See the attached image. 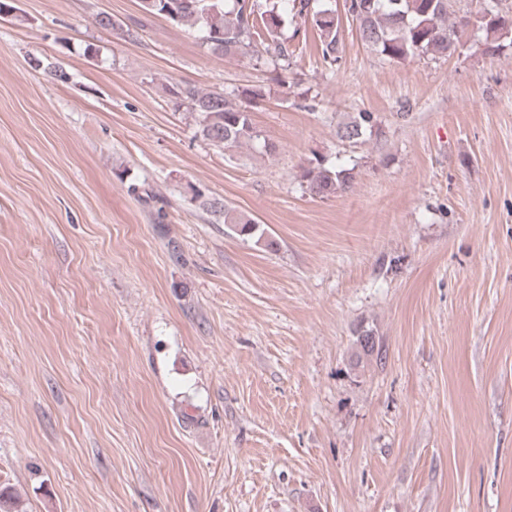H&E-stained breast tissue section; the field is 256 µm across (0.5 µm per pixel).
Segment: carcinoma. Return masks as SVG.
<instances>
[{
	"instance_id": "1",
	"label": "carcinoma",
	"mask_w": 512,
	"mask_h": 512,
	"mask_svg": "<svg viewBox=\"0 0 512 512\" xmlns=\"http://www.w3.org/2000/svg\"><path fill=\"white\" fill-rule=\"evenodd\" d=\"M317 0H156L147 13L160 15L173 24L203 32V44L213 55L234 58L249 53L255 38L266 33L270 42L265 53L273 64L288 66L287 46L278 41L277 34L284 27L288 15L310 21L320 41L321 55L326 69L335 70L340 60L338 39L339 20L335 11L326 6L316 7ZM347 12L357 23L361 41L371 50L396 62L421 56H446L457 51L462 33L470 23L485 31L490 39L486 50L496 52L512 46V18L485 10L475 19L448 21V0H350ZM223 32L221 44L209 41L210 29ZM181 104L197 114L198 132L203 139L224 149L238 147L258 137L252 112L243 102H256L265 96L260 87L242 92L244 101L230 98L222 92L204 90L196 85L180 84L169 89ZM378 126L370 112H361L350 122L338 126L342 141L357 142L371 136ZM306 190L315 196H328L349 187L350 172L327 167L322 163L308 167L301 175ZM202 206L215 216L224 218L241 236L256 239L269 250L277 242L258 233L259 224L248 215L238 212L219 199H202ZM382 339L370 326L358 325L355 330L353 365L381 357Z\"/></svg>"
}]
</instances>
